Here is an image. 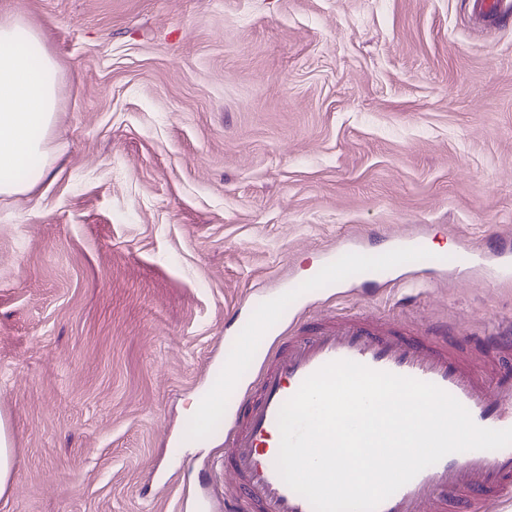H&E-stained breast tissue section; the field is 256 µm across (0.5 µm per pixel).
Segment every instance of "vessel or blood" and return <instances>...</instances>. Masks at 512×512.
<instances>
[{"label":"vessel or blood","mask_w":512,"mask_h":512,"mask_svg":"<svg viewBox=\"0 0 512 512\" xmlns=\"http://www.w3.org/2000/svg\"><path fill=\"white\" fill-rule=\"evenodd\" d=\"M475 6L480 16L490 19L512 15V0H475ZM489 255L512 269V233L502 235L490 254L465 245L452 264L460 269ZM414 257L428 266L449 264L445 254L429 250L420 233L393 237L390 248L376 254L353 239L330 251L321 279L332 288L359 279L380 288ZM307 292V283L292 280L266 295L247 318L250 332L265 336L284 325L287 312ZM286 327L285 339L268 354L272 369L256 379L259 398L238 400L243 416L224 425L219 473L231 479L224 491L227 512H313L308 500L278 474L277 417L305 378L335 360L433 383L466 407L476 425L512 428L511 322L494 325L488 336L474 343L444 323L411 329L383 315L326 317L308 326ZM256 354L244 337H235L225 357L226 382L236 383L242 367L252 365ZM511 492L512 446L451 453L385 499L377 512H475L476 504Z\"/></svg>","instance_id":"b4317fda"}]
</instances>
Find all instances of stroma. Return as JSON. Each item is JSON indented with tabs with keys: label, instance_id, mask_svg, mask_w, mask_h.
<instances>
[{
	"label": "stroma",
	"instance_id": "1",
	"mask_svg": "<svg viewBox=\"0 0 512 512\" xmlns=\"http://www.w3.org/2000/svg\"><path fill=\"white\" fill-rule=\"evenodd\" d=\"M58 69L52 163L0 196V512H224V430L185 444L261 294L326 251L495 247L512 227V23L470 0H0ZM310 317L469 336L512 283L420 268ZM16 474V458L14 448L6 426L0 421V497L9 489Z\"/></svg>",
	"mask_w": 512,
	"mask_h": 512
}]
</instances>
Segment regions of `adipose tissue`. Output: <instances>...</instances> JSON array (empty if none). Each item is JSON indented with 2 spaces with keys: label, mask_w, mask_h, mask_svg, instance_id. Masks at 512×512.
<instances>
[{
  "label": "adipose tissue",
  "mask_w": 512,
  "mask_h": 512,
  "mask_svg": "<svg viewBox=\"0 0 512 512\" xmlns=\"http://www.w3.org/2000/svg\"><path fill=\"white\" fill-rule=\"evenodd\" d=\"M56 112L57 67L40 35L0 21V196L27 193L46 177Z\"/></svg>",
  "instance_id": "adipose-tissue-1"
}]
</instances>
